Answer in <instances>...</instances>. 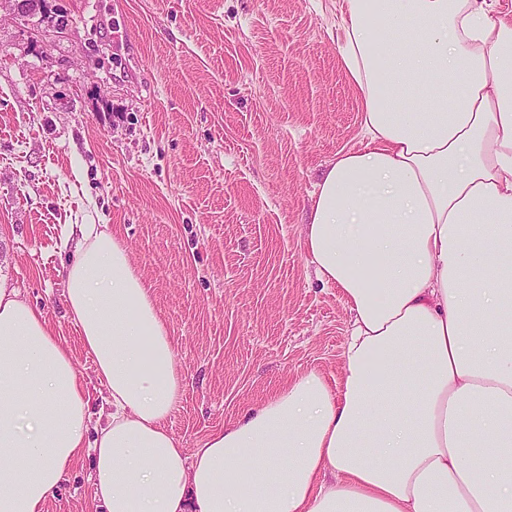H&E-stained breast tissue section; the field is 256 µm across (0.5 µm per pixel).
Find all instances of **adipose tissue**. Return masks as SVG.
<instances>
[{
  "mask_svg": "<svg viewBox=\"0 0 512 512\" xmlns=\"http://www.w3.org/2000/svg\"><path fill=\"white\" fill-rule=\"evenodd\" d=\"M364 149L312 195L304 245L352 314L310 370L185 452L173 344L127 251L77 225L65 301L108 391L0 287V512H42L91 453L103 512H512V21L488 0H342Z\"/></svg>",
  "mask_w": 512,
  "mask_h": 512,
  "instance_id": "1",
  "label": "adipose tissue"
}]
</instances>
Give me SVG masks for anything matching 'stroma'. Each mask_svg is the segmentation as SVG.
<instances>
[{
  "label": "stroma",
  "mask_w": 512,
  "mask_h": 512,
  "mask_svg": "<svg viewBox=\"0 0 512 512\" xmlns=\"http://www.w3.org/2000/svg\"><path fill=\"white\" fill-rule=\"evenodd\" d=\"M40 41L0 8V286L20 289L98 380L67 312V225L103 224L150 287L182 389V448L314 370L351 322L303 239L311 197L362 147L340 0H48ZM80 456L43 512H94Z\"/></svg>",
  "instance_id": "stroma-1"
}]
</instances>
